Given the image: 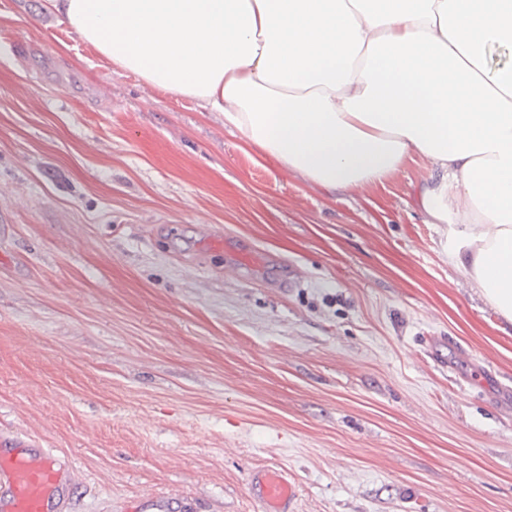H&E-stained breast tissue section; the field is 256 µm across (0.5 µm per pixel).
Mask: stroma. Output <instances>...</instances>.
Here are the masks:
<instances>
[{"label":"stroma","instance_id":"stroma-1","mask_svg":"<svg viewBox=\"0 0 512 512\" xmlns=\"http://www.w3.org/2000/svg\"><path fill=\"white\" fill-rule=\"evenodd\" d=\"M429 175L318 186L0 0V438L67 512H264L266 465L294 512H512V322ZM261 499L268 512H288L296 499V485L285 470L270 467L258 477Z\"/></svg>","mask_w":512,"mask_h":512}]
</instances>
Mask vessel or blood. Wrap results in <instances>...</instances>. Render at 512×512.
Listing matches in <instances>:
<instances>
[{
	"mask_svg": "<svg viewBox=\"0 0 512 512\" xmlns=\"http://www.w3.org/2000/svg\"><path fill=\"white\" fill-rule=\"evenodd\" d=\"M73 478L45 449L0 448V512H67ZM258 482L266 512H289L297 492L285 470L267 468Z\"/></svg>",
	"mask_w": 512,
	"mask_h": 512,
	"instance_id": "b4317fda",
	"label": "vessel or blood"
}]
</instances>
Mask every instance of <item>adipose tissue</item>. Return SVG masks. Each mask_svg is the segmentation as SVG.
<instances>
[{
	"label": "adipose tissue",
	"instance_id": "obj_1",
	"mask_svg": "<svg viewBox=\"0 0 512 512\" xmlns=\"http://www.w3.org/2000/svg\"><path fill=\"white\" fill-rule=\"evenodd\" d=\"M115 66L194 100L312 183L411 153L448 262L512 322V0H46Z\"/></svg>",
	"mask_w": 512,
	"mask_h": 512
}]
</instances>
